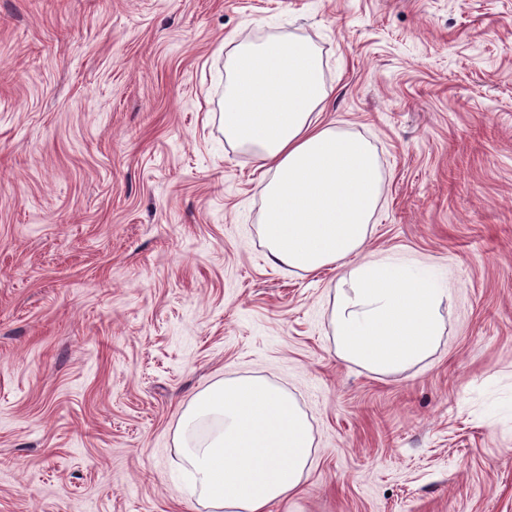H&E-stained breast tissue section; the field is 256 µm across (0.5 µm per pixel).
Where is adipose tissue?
I'll list each match as a JSON object with an SVG mask.
<instances>
[{
  "label": "adipose tissue",
  "mask_w": 512,
  "mask_h": 512,
  "mask_svg": "<svg viewBox=\"0 0 512 512\" xmlns=\"http://www.w3.org/2000/svg\"><path fill=\"white\" fill-rule=\"evenodd\" d=\"M228 70L224 136L258 161L271 261L307 272L342 268L332 311L341 359L379 376L421 363L443 333L447 282L429 263L362 258L380 172L367 141L314 118L328 96L319 53L287 40L241 44ZM181 429L193 487L216 512H268L296 492L308 466L305 415L261 380L198 393Z\"/></svg>",
  "instance_id": "1"
}]
</instances>
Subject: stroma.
Returning a JSON list of instances; mask_svg holds the SVG:
<instances>
[{
	"instance_id": "obj_1",
	"label": "stroma",
	"mask_w": 512,
	"mask_h": 512,
	"mask_svg": "<svg viewBox=\"0 0 512 512\" xmlns=\"http://www.w3.org/2000/svg\"><path fill=\"white\" fill-rule=\"evenodd\" d=\"M274 37L377 158L367 254L448 271L402 374L337 357L338 271L267 258L221 113ZM227 379L309 423L270 512H512V0H0V512H213L180 423Z\"/></svg>"
}]
</instances>
